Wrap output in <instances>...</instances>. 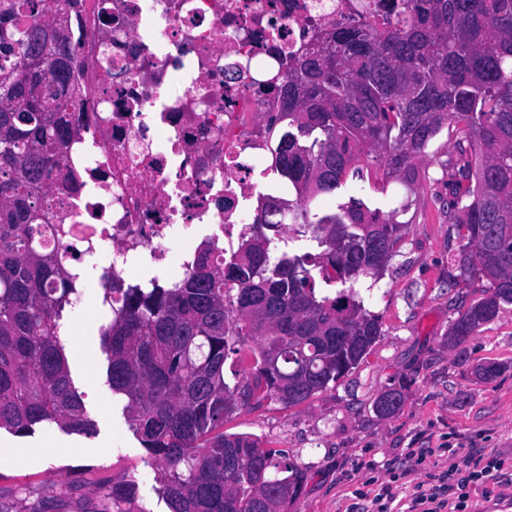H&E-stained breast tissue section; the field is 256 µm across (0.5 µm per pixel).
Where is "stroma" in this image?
Segmentation results:
<instances>
[{
    "label": "stroma",
    "mask_w": 512,
    "mask_h": 512,
    "mask_svg": "<svg viewBox=\"0 0 512 512\" xmlns=\"http://www.w3.org/2000/svg\"><path fill=\"white\" fill-rule=\"evenodd\" d=\"M453 143L440 133L428 149L425 178L413 188L390 182L378 193L360 185L370 207L401 214L404 235L398 254L378 283L364 278L357 289L377 315L382 335L361 364L334 389L296 405L275 400L238 409L225 423L228 433H250L277 451L280 463L302 470L306 480L287 512H351L370 477L390 484L397 502L408 500L415 483L448 467V451L496 453L504 461L486 489L471 493L472 512H512V306L469 338L461 350L448 346V325L483 296L485 279L448 283V253L456 245L443 204L442 164ZM103 290L91 278L80 307L62 320V343L75 386L83 394L92 434L37 427L21 436L0 430V512H99L98 478L136 486L129 512H169L156 468L131 429L124 399L107 381L108 354L99 327L108 316ZM92 355L91 366L75 357L76 346ZM497 362L504 370L491 381L477 379L475 365ZM401 389L404 401L393 416H379L375 399ZM112 445L99 454L101 443ZM408 448H424L425 462L398 482L371 463L399 459Z\"/></svg>",
    "instance_id": "obj_1"
}]
</instances>
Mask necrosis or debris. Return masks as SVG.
<instances>
[{"label":"necrosis or debris","mask_w":512,"mask_h":512,"mask_svg":"<svg viewBox=\"0 0 512 512\" xmlns=\"http://www.w3.org/2000/svg\"><path fill=\"white\" fill-rule=\"evenodd\" d=\"M387 0H39L25 26L64 16L75 136L50 179L45 223L71 228L66 260L114 283L231 260L273 177L268 77L318 28L376 21Z\"/></svg>","instance_id":"necrosis-or-debris-1"}]
</instances>
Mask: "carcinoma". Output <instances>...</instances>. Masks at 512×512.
<instances>
[{
    "label": "carcinoma",
    "instance_id": "obj_1",
    "mask_svg": "<svg viewBox=\"0 0 512 512\" xmlns=\"http://www.w3.org/2000/svg\"><path fill=\"white\" fill-rule=\"evenodd\" d=\"M35 6L13 0L0 12V429L91 434L60 338L77 274L42 244L48 233L64 243L70 228L40 223L42 185L75 134L61 105L71 53L64 20L16 24ZM391 11L405 19L342 20L288 54L269 123L286 125L272 164L299 203L288 217L267 195L253 235L225 263L205 248L178 281L116 288L102 277L108 383L159 464L170 512H286L305 475L224 424L253 402L292 406L329 390L382 336L356 285L383 277L407 206L385 213L351 197L324 213L311 208L316 197L348 183L381 193L393 180L415 185L429 145L448 129L454 155L441 181L457 242L452 279L489 282L448 327V346L512 305V0H398ZM285 220L310 232L319 252L272 253L269 231ZM245 352L251 369L231 386L225 363ZM402 402L390 389L375 409L391 416ZM100 484L101 512H126L135 487Z\"/></svg>",
    "mask_w": 512,
    "mask_h": 512
}]
</instances>
